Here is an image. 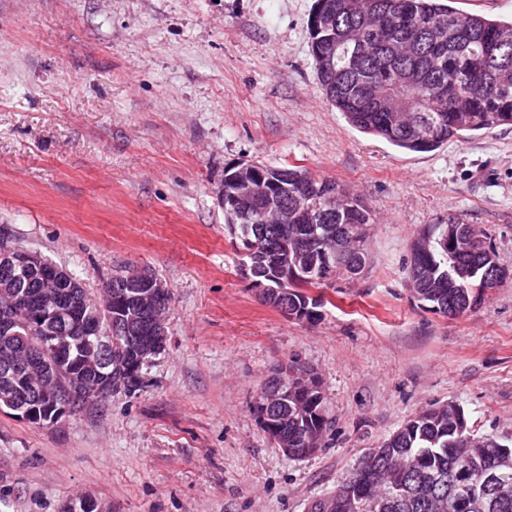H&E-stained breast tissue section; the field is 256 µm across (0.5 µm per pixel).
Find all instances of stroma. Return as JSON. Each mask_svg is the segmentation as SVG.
<instances>
[{
	"label": "stroma",
	"mask_w": 512,
	"mask_h": 512,
	"mask_svg": "<svg viewBox=\"0 0 512 512\" xmlns=\"http://www.w3.org/2000/svg\"><path fill=\"white\" fill-rule=\"evenodd\" d=\"M315 0H0V234L90 289L132 268L173 299L142 388L39 428L0 412V512H306L417 412L460 405L512 437V281L451 318L410 291L411 248L449 216L512 269V127L432 152L362 134L325 100ZM300 167L373 212L367 272L288 319L242 272L226 167ZM311 366L331 426L275 448L253 413L273 368Z\"/></svg>",
	"instance_id": "35a3bbf8"
}]
</instances>
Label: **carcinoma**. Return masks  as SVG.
<instances>
[{"instance_id": "cac0c4a2", "label": "carcinoma", "mask_w": 512, "mask_h": 512, "mask_svg": "<svg viewBox=\"0 0 512 512\" xmlns=\"http://www.w3.org/2000/svg\"><path fill=\"white\" fill-rule=\"evenodd\" d=\"M336 14V29L320 17ZM311 55L326 101L358 131L408 152H430L452 138L512 126V20H493L459 11L441 0H315L308 19ZM250 186L279 182L288 187L286 224H275L259 239L243 234L236 214L224 208L231 243L243 250L252 278L262 281L305 311L311 323L322 317L324 299L310 296L312 282L332 243L354 236L365 245L372 213L348 194L332 205L337 184L306 169L254 163ZM306 175L325 219L301 216L294 176ZM492 236L469 225L468 235L448 248V226L437 224L412 245L409 281L413 297L430 306L452 308L466 295L481 303L490 276L487 248ZM27 336L0 334V370L19 355ZM62 358L43 356L46 374L77 376L100 356L83 336L69 339ZM140 362L125 339L112 343V364ZM279 438L290 448H323L327 431L326 394L321 379L288 392L278 408ZM389 454L363 456L336 486L333 496L310 512H512V445L509 439L477 437L464 410L453 403L427 408L388 437ZM492 467L498 484L481 487L478 475Z\"/></svg>"}]
</instances>
